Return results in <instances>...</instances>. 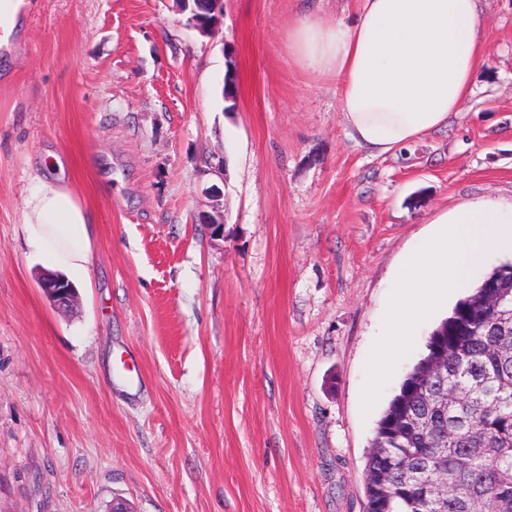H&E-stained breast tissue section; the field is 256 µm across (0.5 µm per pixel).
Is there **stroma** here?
I'll list each match as a JSON object with an SVG mask.
<instances>
[{
	"label": "stroma",
	"instance_id": "35a3bbf8",
	"mask_svg": "<svg viewBox=\"0 0 512 512\" xmlns=\"http://www.w3.org/2000/svg\"><path fill=\"white\" fill-rule=\"evenodd\" d=\"M32 2L0 53V512H366L376 423L458 301L363 409L404 260L447 211L512 203V0H480L460 118L382 156L288 42L353 0H223L211 37L174 0ZM211 155L220 237L198 222ZM54 157L97 224L69 312L20 237Z\"/></svg>",
	"mask_w": 512,
	"mask_h": 512
}]
</instances>
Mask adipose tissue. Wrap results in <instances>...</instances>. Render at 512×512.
Returning a JSON list of instances; mask_svg holds the SVG:
<instances>
[{"mask_svg": "<svg viewBox=\"0 0 512 512\" xmlns=\"http://www.w3.org/2000/svg\"><path fill=\"white\" fill-rule=\"evenodd\" d=\"M290 40L306 68L335 77L350 137L376 156L448 127L489 55L479 0H359L348 21L303 16ZM33 180L26 248L53 272L88 276L92 212L62 178Z\"/></svg>", "mask_w": 512, "mask_h": 512, "instance_id": "1", "label": "adipose tissue"}]
</instances>
